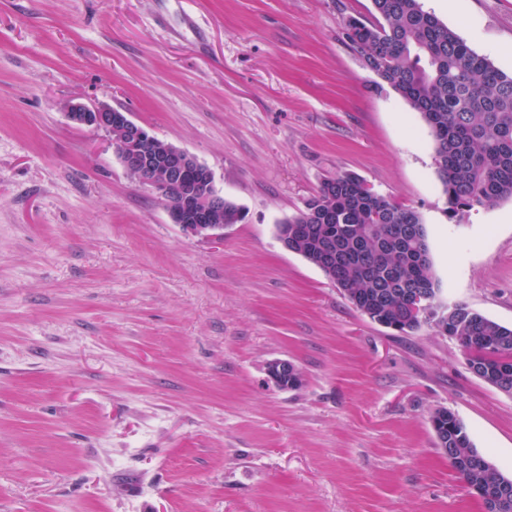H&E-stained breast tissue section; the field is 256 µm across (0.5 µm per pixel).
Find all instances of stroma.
Returning <instances> with one entry per match:
<instances>
[{
    "mask_svg": "<svg viewBox=\"0 0 512 512\" xmlns=\"http://www.w3.org/2000/svg\"><path fill=\"white\" fill-rule=\"evenodd\" d=\"M424 7L512 75V0ZM372 14L0 0V512H483L440 408L512 475V395L277 240L323 179L357 173L420 213L441 303L512 327V200L449 219L428 126L345 43L343 18ZM76 102L188 152L244 220L186 235ZM275 359L299 389L269 380ZM267 373L269 378L282 389L284 388V380L288 379V376L295 382L302 381L301 373L297 367L287 360H274L270 362L267 366Z\"/></svg>",
    "mask_w": 512,
    "mask_h": 512,
    "instance_id": "obj_1",
    "label": "stroma"
}]
</instances>
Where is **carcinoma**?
<instances>
[{"label": "carcinoma", "mask_w": 512, "mask_h": 512, "mask_svg": "<svg viewBox=\"0 0 512 512\" xmlns=\"http://www.w3.org/2000/svg\"><path fill=\"white\" fill-rule=\"evenodd\" d=\"M374 20H343L346 45L428 125L448 217L463 220L477 207L512 199V75L478 54L421 0H372ZM295 253L322 269L353 306L372 321L409 334L424 324L456 338L468 352L493 348L478 377L512 394V328L464 303L436 305L414 317L408 298L436 297L420 213L375 192L354 173L325 178L303 209L277 225ZM437 434L455 449L452 467L469 486L493 496L502 472L463 466L477 448L463 422L446 408L431 416Z\"/></svg>", "instance_id": "obj_1"}]
</instances>
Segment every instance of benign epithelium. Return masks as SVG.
<instances>
[{"instance_id":"7a95c632","label":"benign epithelium","mask_w":512,"mask_h":512,"mask_svg":"<svg viewBox=\"0 0 512 512\" xmlns=\"http://www.w3.org/2000/svg\"><path fill=\"white\" fill-rule=\"evenodd\" d=\"M68 117L78 126L93 128L110 137L123 166L138 182L164 194L169 187L179 188L177 202L166 204L172 223L190 236L224 237V196L214 187L210 169L189 153L151 134L135 123L129 113L109 105L73 104ZM269 378L283 387L284 380L302 381L297 367L286 360L267 366Z\"/></svg>"}]
</instances>
